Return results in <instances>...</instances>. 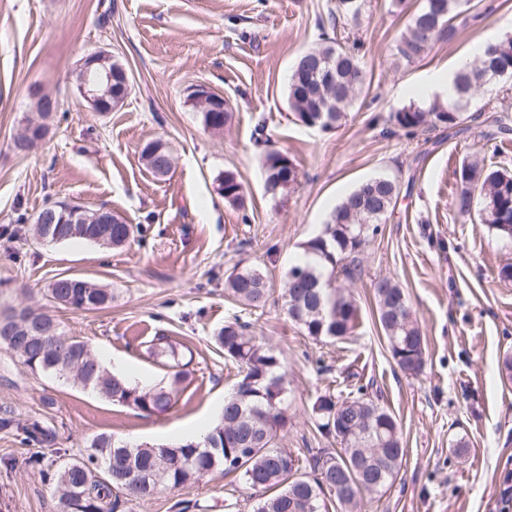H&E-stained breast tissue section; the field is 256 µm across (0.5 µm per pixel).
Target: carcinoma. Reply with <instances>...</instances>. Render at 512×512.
<instances>
[{
  "instance_id": "1",
  "label": "carcinoma",
  "mask_w": 512,
  "mask_h": 512,
  "mask_svg": "<svg viewBox=\"0 0 512 512\" xmlns=\"http://www.w3.org/2000/svg\"><path fill=\"white\" fill-rule=\"evenodd\" d=\"M477 7L475 0H422L406 31L396 44V56L410 65L438 41L450 42L458 34L455 21ZM323 42L299 56L293 66L288 88V107L295 119L307 127L330 130L346 117V109L363 92L361 68L356 47L322 33ZM336 72V89L325 85L316 67ZM512 77V36H504L482 56L455 74L457 98L443 104L435 101L426 109L409 105L394 113V125L410 136L427 126L441 125L450 131H463L465 112L485 84L493 79ZM203 125L221 132L231 112L210 101H197ZM482 112L491 113L492 123L502 134L512 131L509 117L485 103ZM30 123V134L18 136L13 148L28 153L44 140L49 123L45 113ZM145 167L156 172L173 157L168 143L155 139L140 152ZM265 188L275 196L298 183L296 165L284 153L264 155ZM460 189L454 209L461 218L479 217L494 234L512 242V171L485 163L477 156L463 161L459 171ZM242 185L232 171L218 179V193L231 205H243ZM399 197L397 180L369 179L350 191L330 214L322 234L303 245L311 262H295L285 274L282 298L289 318L316 343L326 339L347 340L359 325V309L353 295L340 283L362 275L359 254L369 236L386 221ZM60 224L32 221L34 236L43 233L60 243L81 239L103 247H119L142 232L141 227L121 217L110 224L98 222L100 210L79 204L59 206ZM224 291L243 304L259 309L265 306L268 288L265 273L257 267H244L224 280ZM49 297L60 307L74 312L107 308L112 292L97 283L75 276H58L48 288ZM376 314L392 357L401 350L417 355L420 374L425 365V339L412 317L405 290L394 280L383 278L375 284ZM12 328L16 341L0 346L35 374L71 379L91 388L118 404L148 414L163 415L175 404L191 376L188 359L166 336H157L148 347L155 357L168 362L167 381L153 387L132 385L107 370L91 346L63 334L57 320L31 308L0 311V329ZM224 351V359L236 365L240 375L224 400L220 422L202 443L180 442L170 446H132L107 434L90 445L86 457L64 462L55 470L43 468L42 449L57 445L56 431L35 420H17L11 412L0 416V429H16L22 441L38 447L29 463L52 482L66 512L79 506V512H119L122 491L135 498L150 497L158 489H180L194 484L222 468L239 473L252 490V512H358L363 495H379L397 477L405 455L400 427L379 399L367 395L360 385L345 397L325 393L311 405L317 427L329 435L336 429V418L344 421L345 436L340 451L326 453L319 448L310 453L305 472L299 455L277 446L288 428V382L285 361L266 342L250 332V324L238 319L224 323L213 336ZM363 456L374 465L364 474L354 470Z\"/></svg>"
}]
</instances>
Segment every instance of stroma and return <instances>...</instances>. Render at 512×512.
<instances>
[{"label":"stroma","instance_id":"obj_1","mask_svg":"<svg viewBox=\"0 0 512 512\" xmlns=\"http://www.w3.org/2000/svg\"><path fill=\"white\" fill-rule=\"evenodd\" d=\"M492 13L467 18L450 42L436 43L415 64L399 62L395 44L421 0H363L358 16L338 15L339 37L357 42L368 95L340 127L309 128L288 108L297 57L320 42L321 19L336 0H0V310L30 307L54 315L65 335L86 341L115 374L131 371L147 384L164 381L163 359L150 341L169 336L191 352L192 375L176 407L149 415L70 381L33 374L0 348V409L36 418L58 433L61 463L85 457L98 435L134 444L177 442L178 430L219 418L238 379L212 339L225 322H252L288 366V430L281 447L336 450L309 408L323 393L347 394L348 372L368 381L397 418L406 451L393 486L364 498L362 512H512V282L497 271L512 245L453 208L458 170L467 156L512 169V137L482 136L477 123L449 138L441 127L413 136L395 129L399 109L428 107L417 89L429 74L455 70L483 34L512 35V0H490ZM105 49L127 68L132 91L105 114L82 105L75 72L88 52ZM195 84L228 100L223 133L207 130L187 102ZM40 86L58 103L52 130L29 154L12 147L33 112ZM166 140L175 167L149 173L144 143ZM277 150L293 161L299 182L282 195L265 188L263 157ZM241 182L245 208L217 192L224 171ZM396 178L394 211L360 254L364 273L350 289L359 307L351 339L316 344L275 297L303 244L321 234L331 212L356 185ZM69 200L112 210L145 227L120 248L73 240L40 245L19 232L18 215ZM265 273L274 294L254 312L224 295L237 267ZM87 278L110 288L106 309L72 312L50 302L54 278ZM389 277L407 292L427 340L423 374L403 373L375 313L374 286ZM16 433L0 430V512H62L59 497L28 464ZM238 474L217 470L203 481L129 500L125 512H249Z\"/></svg>","mask_w":512,"mask_h":512}]
</instances>
